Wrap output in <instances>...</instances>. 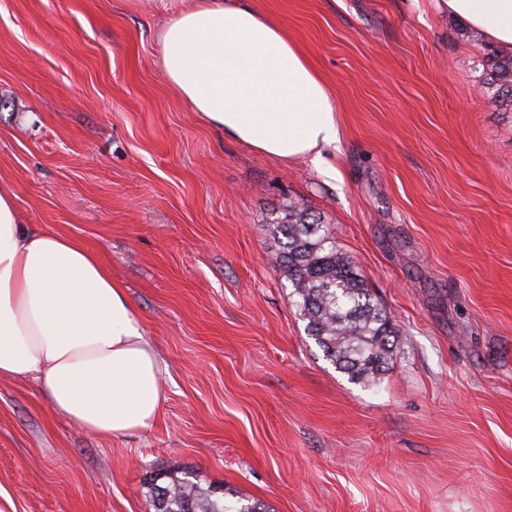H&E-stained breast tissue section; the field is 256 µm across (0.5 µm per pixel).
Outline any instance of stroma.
Wrapping results in <instances>:
<instances>
[{"instance_id":"stroma-1","label":"stroma","mask_w":512,"mask_h":512,"mask_svg":"<svg viewBox=\"0 0 512 512\" xmlns=\"http://www.w3.org/2000/svg\"><path fill=\"white\" fill-rule=\"evenodd\" d=\"M324 78L340 127L285 163L199 120L155 9L0 0V178L75 236L166 364L156 425L112 441L0 379V512H150L189 467L272 512H512V112L491 39L445 0H255ZM320 215L397 327L379 381L308 336L267 219Z\"/></svg>"}]
</instances>
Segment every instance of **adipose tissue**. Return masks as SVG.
<instances>
[{
	"instance_id": "obj_1",
	"label": "adipose tissue",
	"mask_w": 512,
	"mask_h": 512,
	"mask_svg": "<svg viewBox=\"0 0 512 512\" xmlns=\"http://www.w3.org/2000/svg\"><path fill=\"white\" fill-rule=\"evenodd\" d=\"M162 9V68L206 124L261 154L318 158L339 140L327 86L251 0H149ZM512 53V0H447ZM166 365L97 254L22 222L0 180V378L30 379L79 429L125 440L154 426Z\"/></svg>"
}]
</instances>
